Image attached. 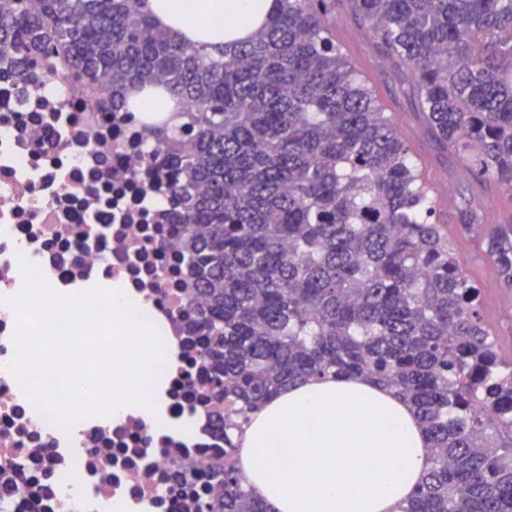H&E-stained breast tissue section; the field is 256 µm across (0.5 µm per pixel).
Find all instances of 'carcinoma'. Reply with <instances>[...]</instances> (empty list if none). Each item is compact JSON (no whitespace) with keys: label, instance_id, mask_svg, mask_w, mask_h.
<instances>
[{"label":"carcinoma","instance_id":"obj_1","mask_svg":"<svg viewBox=\"0 0 512 512\" xmlns=\"http://www.w3.org/2000/svg\"><path fill=\"white\" fill-rule=\"evenodd\" d=\"M145 0H0V64L31 80L45 51L97 105L161 84L182 123H148L183 262L204 300L210 423L224 457L198 512H270L245 488L234 432L291 383L361 375L409 402L428 468L399 512H512V361L393 118L336 45V0H276L251 38L212 54L159 28ZM406 68L418 116L467 174L512 195V0H348ZM512 288V222L473 207Z\"/></svg>","mask_w":512,"mask_h":512}]
</instances>
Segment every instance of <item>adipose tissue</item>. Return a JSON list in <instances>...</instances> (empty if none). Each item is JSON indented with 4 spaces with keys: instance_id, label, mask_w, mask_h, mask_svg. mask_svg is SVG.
I'll return each mask as SVG.
<instances>
[{
    "instance_id": "adipose-tissue-1",
    "label": "adipose tissue",
    "mask_w": 512,
    "mask_h": 512,
    "mask_svg": "<svg viewBox=\"0 0 512 512\" xmlns=\"http://www.w3.org/2000/svg\"><path fill=\"white\" fill-rule=\"evenodd\" d=\"M189 25L146 0L154 22L200 43L247 39L274 0H187ZM426 436L414 412L366 378L286 386L253 415L241 438L239 469L271 512H395L421 483Z\"/></svg>"
}]
</instances>
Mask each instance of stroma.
I'll return each mask as SVG.
<instances>
[{
  "label": "stroma",
  "mask_w": 512,
  "mask_h": 512,
  "mask_svg": "<svg viewBox=\"0 0 512 512\" xmlns=\"http://www.w3.org/2000/svg\"><path fill=\"white\" fill-rule=\"evenodd\" d=\"M336 28L346 34L344 49L352 64L374 90L385 112L393 116L399 131L411 147L417 167L432 188H449L456 196V207L483 201L496 206L503 200L495 187L480 188L464 178L454 160L448 159L427 137L413 115L414 104L401 81V70L394 60L377 50L372 33L352 18L344 8L336 10ZM448 241L468 277L481 290L480 313L491 332L499 356L512 359V289L504 287L495 267L477 240L449 231Z\"/></svg>",
  "instance_id": "35a3bbf8"
}]
</instances>
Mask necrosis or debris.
<instances>
[{"label":"necrosis or debris","instance_id":"obj_1","mask_svg":"<svg viewBox=\"0 0 512 512\" xmlns=\"http://www.w3.org/2000/svg\"><path fill=\"white\" fill-rule=\"evenodd\" d=\"M35 83L0 68V512H196L212 491L209 469L224 447L207 427L208 365L196 305L167 219L165 186L150 168L140 112H102L80 74L53 76L33 56ZM59 293L126 288L148 307L175 361L159 370L165 428L131 412L110 423L90 414L52 424L7 365L22 288L17 258Z\"/></svg>","mask_w":512,"mask_h":512}]
</instances>
